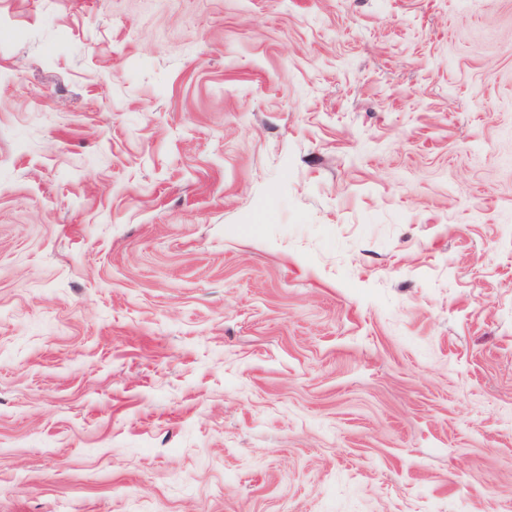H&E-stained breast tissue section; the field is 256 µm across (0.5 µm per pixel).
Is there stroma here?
Masks as SVG:
<instances>
[{"label": "stroma", "mask_w": 512, "mask_h": 512, "mask_svg": "<svg viewBox=\"0 0 512 512\" xmlns=\"http://www.w3.org/2000/svg\"><path fill=\"white\" fill-rule=\"evenodd\" d=\"M0 512H512V0H0Z\"/></svg>", "instance_id": "stroma-1"}]
</instances>
